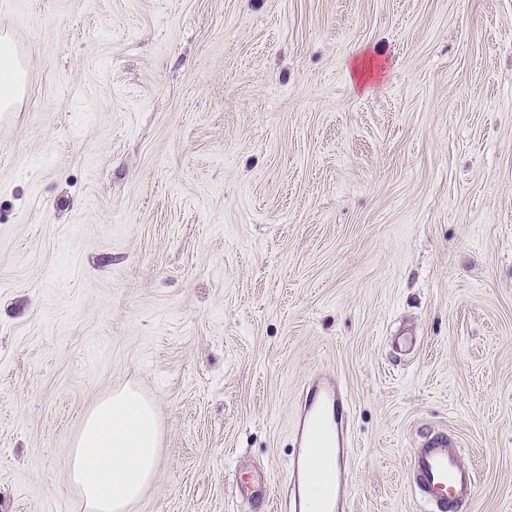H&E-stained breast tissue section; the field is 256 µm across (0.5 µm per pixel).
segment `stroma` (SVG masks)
Instances as JSON below:
<instances>
[{"mask_svg": "<svg viewBox=\"0 0 512 512\" xmlns=\"http://www.w3.org/2000/svg\"><path fill=\"white\" fill-rule=\"evenodd\" d=\"M1 30L0 512H85L64 450L127 385L165 429L130 512H284L324 374L349 512H429L441 431L461 512H512V0H0ZM20 69L6 38L0 39V112H9L18 102L24 87ZM410 474L419 494L438 512H455L476 486L475 472L462 463L445 433L433 435L414 451Z\"/></svg>", "mask_w": 512, "mask_h": 512, "instance_id": "stroma-1", "label": "stroma"}]
</instances>
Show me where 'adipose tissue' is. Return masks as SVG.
Instances as JSON below:
<instances>
[{"label":"adipose tissue","mask_w":512,"mask_h":512,"mask_svg":"<svg viewBox=\"0 0 512 512\" xmlns=\"http://www.w3.org/2000/svg\"><path fill=\"white\" fill-rule=\"evenodd\" d=\"M24 73L10 43L0 39V112L10 111ZM162 426L154 402L133 388L99 400L66 451L65 478L86 512H129L154 479Z\"/></svg>","instance_id":"1"}]
</instances>
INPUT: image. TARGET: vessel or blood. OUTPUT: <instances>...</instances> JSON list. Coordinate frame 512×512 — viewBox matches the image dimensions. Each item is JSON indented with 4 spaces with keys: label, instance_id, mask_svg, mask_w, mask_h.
Wrapping results in <instances>:
<instances>
[{
    "label": "vessel or blood",
    "instance_id": "b4317fda",
    "mask_svg": "<svg viewBox=\"0 0 512 512\" xmlns=\"http://www.w3.org/2000/svg\"><path fill=\"white\" fill-rule=\"evenodd\" d=\"M349 398L338 382L320 377L303 391L289 462L290 512H347L353 443ZM413 484L436 512H456L476 486V475L459 458L451 438L439 433L410 459Z\"/></svg>",
    "mask_w": 512,
    "mask_h": 512
}]
</instances>
